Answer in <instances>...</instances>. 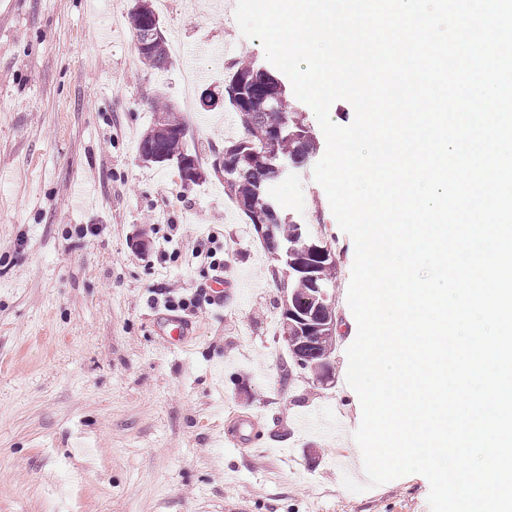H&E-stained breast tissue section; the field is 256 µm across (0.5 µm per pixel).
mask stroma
<instances>
[{"instance_id": "stroma-1", "label": "stroma", "mask_w": 512, "mask_h": 512, "mask_svg": "<svg viewBox=\"0 0 512 512\" xmlns=\"http://www.w3.org/2000/svg\"><path fill=\"white\" fill-rule=\"evenodd\" d=\"M134 4L0 0V512H430L419 474L347 490L343 475L367 481L360 450L348 442L342 462L321 430L355 432L362 409L346 379L354 245L314 162L272 190L335 249L333 377L285 384L276 263L211 171L241 125L228 108L181 106L186 67L204 74L194 95L221 90L238 61L266 65L259 40L234 0H171L158 15L182 52L154 68ZM152 98L184 123L205 182L140 157ZM206 242L224 261L222 303L204 297ZM172 283L198 300L185 351L154 320ZM235 414L257 419L258 451L225 440Z\"/></svg>"}]
</instances>
